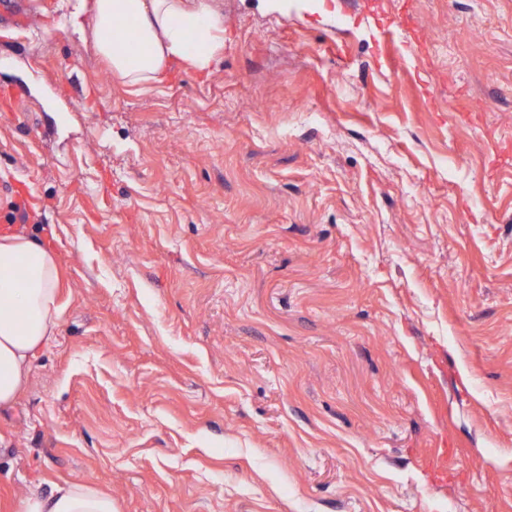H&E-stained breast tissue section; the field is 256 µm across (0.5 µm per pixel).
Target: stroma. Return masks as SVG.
Returning a JSON list of instances; mask_svg holds the SVG:
<instances>
[{"label":"stroma","mask_w":512,"mask_h":512,"mask_svg":"<svg viewBox=\"0 0 512 512\" xmlns=\"http://www.w3.org/2000/svg\"><path fill=\"white\" fill-rule=\"evenodd\" d=\"M22 2L0 229L63 311L0 512H512V0H221L219 63L159 88ZM18 512H116L112 496L85 485H53L35 490L18 502Z\"/></svg>","instance_id":"35a3bbf8"}]
</instances>
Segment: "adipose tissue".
<instances>
[{
    "mask_svg": "<svg viewBox=\"0 0 512 512\" xmlns=\"http://www.w3.org/2000/svg\"><path fill=\"white\" fill-rule=\"evenodd\" d=\"M73 16L112 74L131 86H161L177 65L210 73L224 51V15L212 0H76ZM21 261L23 283L0 282V406L16 399L62 313L53 251L24 234H1L0 269ZM18 512L115 510L110 493L64 484L28 493Z\"/></svg>",
    "mask_w": 512,
    "mask_h": 512,
    "instance_id": "adipose-tissue-1",
    "label": "adipose tissue"
}]
</instances>
